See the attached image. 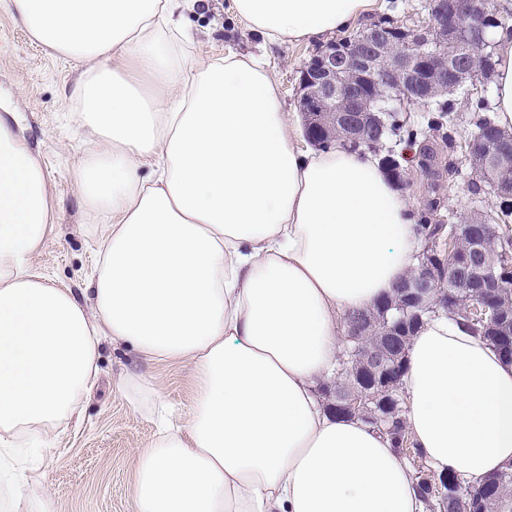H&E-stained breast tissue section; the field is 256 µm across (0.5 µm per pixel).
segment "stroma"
<instances>
[{"instance_id": "obj_1", "label": "stroma", "mask_w": 512, "mask_h": 512, "mask_svg": "<svg viewBox=\"0 0 512 512\" xmlns=\"http://www.w3.org/2000/svg\"><path fill=\"white\" fill-rule=\"evenodd\" d=\"M225 0H208L199 12L186 15L193 34L184 46L187 60L218 58L227 52L267 56L289 112H297L300 70L322 44L318 41L267 45L257 34L238 24L224 10ZM427 0H375L359 25L367 27L380 17L413 29L429 22ZM81 64L53 56L33 43L23 28L0 10V101L20 118L24 140L38 155L52 200L53 227L37 264L59 286L83 297L94 267L95 227L101 218L83 204L75 171L82 161L88 137L75 117L70 90ZM456 127L453 141L438 153L434 172L419 165L417 154L389 137L385 148L402 153L408 180L402 185L414 212L426 209L433 182L450 184L434 223L454 224L480 212L495 219V204L478 186L466 151L476 131L478 115L467 100L454 101ZM130 375L157 379L162 397L183 415L194 389L190 367L181 362L144 361L131 350L104 345L100 375L87 398L79 422L71 424L50 443L40 469L43 488L54 512H135L133 481L139 449L147 447L155 424L132 410L121 389Z\"/></svg>"}]
</instances>
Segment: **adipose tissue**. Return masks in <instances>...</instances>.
I'll return each mask as SVG.
<instances>
[{"label": "adipose tissue", "mask_w": 512, "mask_h": 512, "mask_svg": "<svg viewBox=\"0 0 512 512\" xmlns=\"http://www.w3.org/2000/svg\"><path fill=\"white\" fill-rule=\"evenodd\" d=\"M199 0H0L30 39L84 63L72 88L89 148L75 172L105 216L87 302L35 259L51 230L40 160L0 111V512L40 487L36 456L80 416L111 341L192 368L180 425L138 453L136 512H425L405 459L327 412L349 312L391 294L423 239L370 153L300 149L264 58L193 63ZM371 0H229L265 43L352 28ZM493 107L512 127V30ZM149 176L140 170L147 161ZM407 426L431 470L476 486L512 463V363L460 319H426L408 351ZM121 390L163 413L155 379Z\"/></svg>", "instance_id": "adipose-tissue-1"}]
</instances>
